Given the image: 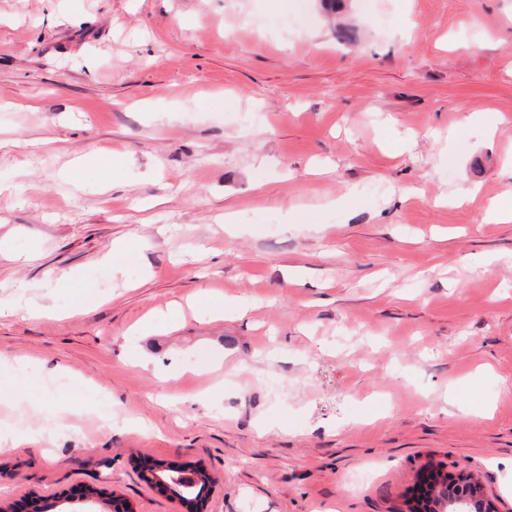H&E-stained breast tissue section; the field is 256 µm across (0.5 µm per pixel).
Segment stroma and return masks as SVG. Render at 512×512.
Returning a JSON list of instances; mask_svg holds the SVG:
<instances>
[{"mask_svg": "<svg viewBox=\"0 0 512 512\" xmlns=\"http://www.w3.org/2000/svg\"><path fill=\"white\" fill-rule=\"evenodd\" d=\"M0 185V512H512V0H0ZM436 477L428 488L429 511L434 512H498L483 486L461 471L448 480Z\"/></svg>", "mask_w": 512, "mask_h": 512, "instance_id": "35a3bbf8", "label": "stroma"}]
</instances>
